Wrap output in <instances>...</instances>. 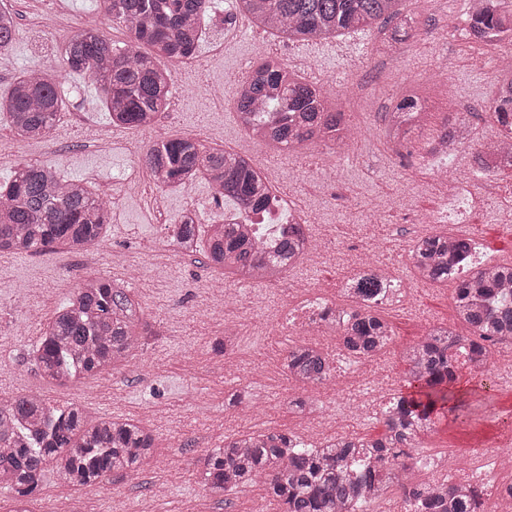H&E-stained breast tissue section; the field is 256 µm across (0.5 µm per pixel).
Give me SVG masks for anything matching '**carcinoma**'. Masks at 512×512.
Masks as SVG:
<instances>
[{
  "instance_id": "obj_1",
  "label": "carcinoma",
  "mask_w": 512,
  "mask_h": 512,
  "mask_svg": "<svg viewBox=\"0 0 512 512\" xmlns=\"http://www.w3.org/2000/svg\"><path fill=\"white\" fill-rule=\"evenodd\" d=\"M401 0H235L251 23L292 41L327 40L346 33L395 24L392 36L415 28V14H402ZM112 23L128 41L117 45L85 26L64 43L61 57L71 72L89 75L100 87L112 125L144 129L169 104L171 65L190 58L205 31L202 24L213 0H103ZM15 15L0 8V52L15 39ZM486 44H512V0L478 3L471 9L463 37ZM490 107L499 124L512 119V81ZM234 104L245 128L279 151L308 143L342 148L350 136L341 112H332L324 93L304 81L288 63L262 59L238 85ZM63 108L53 69L25 72L7 95L0 115L8 118L21 142L42 141L56 130ZM145 161L159 186L197 179L214 195L231 200L244 213L270 202L271 190L243 155L206 148L192 138L153 142ZM110 224L103 199L79 181L48 166L20 162L11 180L0 185V253L39 254L54 245L82 251L102 240ZM307 226L293 224L273 252L264 250L241 224H217L206 258L216 271L245 281L278 278L299 263ZM197 225L181 220L175 238L193 247ZM473 240L452 232L432 233L409 249L420 280L456 283L455 309L472 335L434 326L402 353L405 382L382 411L383 431L376 437L337 435L307 446L276 431L242 433L210 448L199 471L208 495L225 500L243 488L265 486L275 512H359L383 499L392 487L405 496V512H475L476 500L455 483L412 481V469L398 461L402 448H419L435 420L459 418L464 403L452 390L459 367L478 366L491 356L490 342L512 344V265H472ZM469 275L461 278L459 274ZM386 279L378 271L351 283L347 321L336 327L339 350L349 358L371 359L393 341L390 323L378 310ZM141 308L125 281L87 279L45 326L34 359L43 378L63 386L127 361L138 341ZM288 378L318 386L336 377V358L320 346L295 342L283 357ZM154 457V438L131 419L90 420L73 403L52 405L41 394L0 399V486L22 504L31 498L47 465L74 487L100 484L117 472L135 471Z\"/></svg>"
}]
</instances>
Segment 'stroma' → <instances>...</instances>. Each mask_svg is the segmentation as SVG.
Returning a JSON list of instances; mask_svg holds the SVG:
<instances>
[{"mask_svg":"<svg viewBox=\"0 0 512 512\" xmlns=\"http://www.w3.org/2000/svg\"><path fill=\"white\" fill-rule=\"evenodd\" d=\"M16 16L18 35L12 48L0 54V94L7 93L25 70L54 68L64 108L58 126V149L43 143L18 142L7 121L0 120V183L17 163L37 162L56 167L64 177L118 183L133 163L121 149H91L85 140L94 133L113 131L121 141H143L141 131L112 129L107 111L89 76L59 67L64 38L88 17L100 19V29L115 43L126 33L106 17L103 0H0ZM57 18L56 29L40 28L45 11ZM466 12L465 0L448 10V26L433 40L395 41L390 29L306 44L272 36L258 39L243 15H229L228 0H218L214 15L205 19L206 35L196 50L194 69L177 70L172 95L177 111L161 113L157 123L166 137L186 136L204 145L223 142L224 149L266 160L279 183L300 206L322 213L312 230L325 245L324 260L289 270L274 285H254L228 277L226 315L206 310L205 283L215 274L204 262L207 228H200L197 249L185 254L165 247L146 256V242L160 239L164 229L151 223L147 197L132 192L112 213L104 241L80 254L57 245L37 255L0 254V393L40 392L53 405L76 403L86 415L121 417L141 422L156 436L155 465L117 473L100 484L75 488L55 470L46 469L30 512H56L65 503L69 512H270L261 487H249L220 501L199 483L205 452L225 436L276 430L313 442L321 435L345 429L348 415L336 412V400L288 384L282 357L288 347L285 324L263 320L265 302L287 308L300 300L293 282L304 278L331 304L345 305L344 283L362 271L366 258L363 230L375 208H383L381 254L390 266H408L410 244L436 232L433 224L414 222V215L431 210L435 199L428 188L435 175L411 167L402 151L384 137L385 109L411 88L426 98L448 94L491 104L496 76L492 48H467L456 35ZM271 52L295 68L305 80L321 87L329 104L344 112L356 133L349 150H331L319 143L295 151L270 152L248 134L238 119L234 88L244 71L242 61H258ZM447 69L448 83L436 73ZM366 78V94L354 92L357 78ZM336 172L338 186L323 200L305 190L306 180L323 169ZM497 192L478 198L465 223L450 230L472 238L481 255L498 264L512 263V223H496L497 215L512 210V171L495 177ZM136 262L131 291L143 311L145 331L127 362L64 387L47 384L38 372L33 350L43 327L71 297L76 285L90 277H122L117 259ZM452 285L414 283L406 299L381 307L395 336L380 354L393 376L391 386L365 401L362 433L377 434L383 408L405 389L403 350L432 326L457 327ZM247 328L229 355L213 352L208 342L219 335L223 318ZM458 389L466 402L467 421H438L426 435L428 464L414 471L419 482L444 476L449 463L470 469L474 454L486 441L482 419L512 408V381L483 391L468 368L458 372ZM307 399L311 416L303 419L288 409L294 398Z\"/></svg>","mask_w":512,"mask_h":512,"instance_id":"stroma-1","label":"stroma"}]
</instances>
